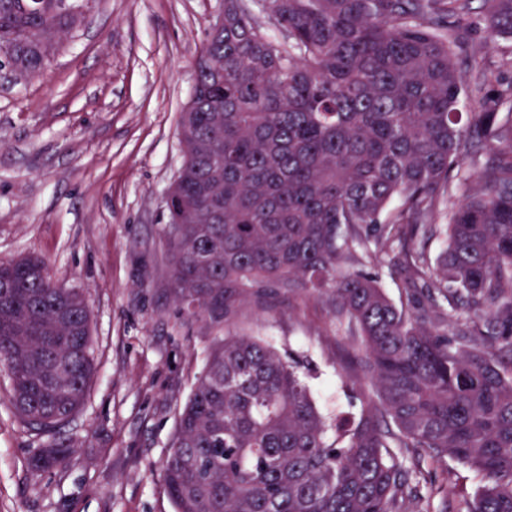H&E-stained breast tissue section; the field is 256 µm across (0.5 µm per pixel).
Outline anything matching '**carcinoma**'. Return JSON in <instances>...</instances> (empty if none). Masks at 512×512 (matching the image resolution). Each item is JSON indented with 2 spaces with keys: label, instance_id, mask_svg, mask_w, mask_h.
<instances>
[{
  "label": "carcinoma",
  "instance_id": "carcinoma-1",
  "mask_svg": "<svg viewBox=\"0 0 512 512\" xmlns=\"http://www.w3.org/2000/svg\"><path fill=\"white\" fill-rule=\"evenodd\" d=\"M93 0H0V52L35 76ZM486 43L512 39V0H479ZM243 0L198 51L180 116L185 161L166 195L169 291L191 321L232 320L274 293L325 295L358 346L346 381L376 400L326 423L296 362L252 336H215L178 413L161 473L174 512H431L419 461L481 478L467 512H512V83L474 87L456 65L471 0ZM488 158L457 196L451 173ZM448 218L430 263L426 224ZM425 236L414 242L419 230ZM400 246L397 307L378 280L343 272ZM0 360L13 405L39 433L83 405L94 367L85 295L37 256L0 259ZM393 448H409L406 468ZM70 449L40 448L34 472Z\"/></svg>",
  "mask_w": 512,
  "mask_h": 512
}]
</instances>
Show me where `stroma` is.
Here are the masks:
<instances>
[{"label": "stroma", "instance_id": "1", "mask_svg": "<svg viewBox=\"0 0 512 512\" xmlns=\"http://www.w3.org/2000/svg\"><path fill=\"white\" fill-rule=\"evenodd\" d=\"M224 0H95L36 76L0 77V259L42 257L53 282L82 291L94 374L59 431L29 429L0 364V512H173L161 464L212 337L247 335L307 362L326 418L356 415L372 391L340 377L332 303L273 296L220 325L188 321L168 290L165 195L184 162L179 119L197 52ZM471 37L462 69L512 81V39ZM70 445L65 465L32 458ZM448 512H466L479 484L468 466L437 470ZM70 449L63 444L50 448H39L33 456L32 467L35 473L61 467L67 460Z\"/></svg>", "mask_w": 512, "mask_h": 512}]
</instances>
